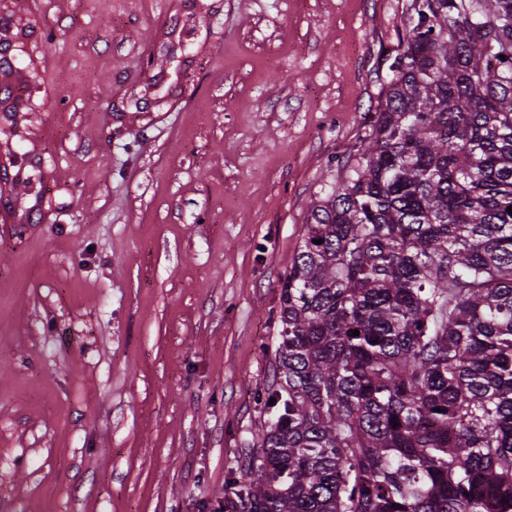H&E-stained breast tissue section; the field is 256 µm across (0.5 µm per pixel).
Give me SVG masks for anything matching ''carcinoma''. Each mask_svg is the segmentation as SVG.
Wrapping results in <instances>:
<instances>
[{
  "instance_id": "carcinoma-1",
  "label": "carcinoma",
  "mask_w": 512,
  "mask_h": 512,
  "mask_svg": "<svg viewBox=\"0 0 512 512\" xmlns=\"http://www.w3.org/2000/svg\"><path fill=\"white\" fill-rule=\"evenodd\" d=\"M405 15L288 264L224 512H512V0Z\"/></svg>"
}]
</instances>
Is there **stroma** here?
<instances>
[{
    "mask_svg": "<svg viewBox=\"0 0 512 512\" xmlns=\"http://www.w3.org/2000/svg\"><path fill=\"white\" fill-rule=\"evenodd\" d=\"M405 2L0 0V512H216Z\"/></svg>",
    "mask_w": 512,
    "mask_h": 512,
    "instance_id": "obj_1",
    "label": "stroma"
}]
</instances>
